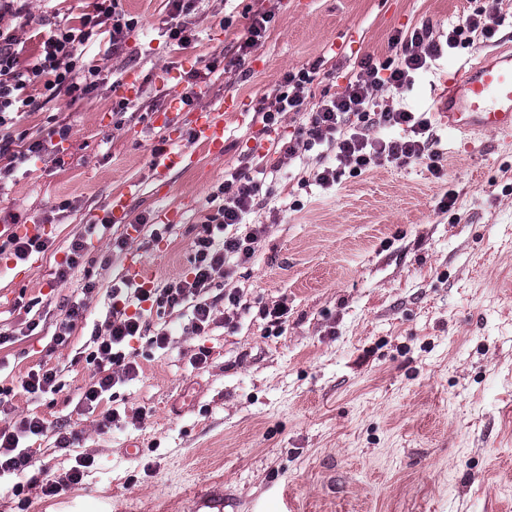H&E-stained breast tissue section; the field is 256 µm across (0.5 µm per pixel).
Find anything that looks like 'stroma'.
<instances>
[{
    "mask_svg": "<svg viewBox=\"0 0 512 512\" xmlns=\"http://www.w3.org/2000/svg\"><path fill=\"white\" fill-rule=\"evenodd\" d=\"M92 0H29L32 29L48 32ZM135 20L123 48L98 66L93 98L63 96L24 115L19 129L37 138L52 118L70 136L63 162L19 167L0 189V225L43 224L44 263L28 269L0 255V388L16 394L0 408V427L29 414L43 418L29 478L67 471L76 457L94 464L82 484L20 506L0 487V512H512V136L484 135L476 147L437 128L440 174L428 161L382 163L356 174L342 168L335 188L298 187L299 179L335 165L320 149L290 159L278 144L294 138L306 115H284L279 138L263 133L259 107L274 98L283 75L321 67L304 90L308 105L341 93L359 62H398L397 33L430 25L445 40L475 13L500 19L496 40L512 34V0H194L175 14L170 0H121ZM271 14L265 37L242 67L209 71L234 59L253 12ZM192 30L181 49L169 45L172 19ZM482 41H461L420 72L411 87H381L377 100L395 109L428 111L435 86L451 78ZM198 73L199 100L182 123L245 98V121H228L224 152L195 150L191 167L167 179L153 175L152 122L170 95ZM139 79L126 113H115L116 84ZM272 170L271 194L249 216L265 228L250 263L218 279L213 296L238 289L244 304L235 329L216 305L206 334L188 331L189 316L147 318L131 347L136 379L118 384L98 410L79 405L94 374L86 352L103 323L112 286L132 256L157 271L164 287L190 266L192 242L218 205L211 194L242 163ZM142 186L131 203L147 224L91 227L113 192ZM452 197L449 211L439 209ZM182 223H153L166 205ZM90 246L59 280L57 264L72 240ZM124 248H115L116 240ZM87 320L65 344L56 323L85 282ZM288 306L282 327L261 319L263 307ZM172 331L166 349L150 339ZM205 364L194 365L200 351ZM55 368L63 388L37 397L22 378ZM139 413L111 429L101 411ZM75 434L67 448L58 433Z\"/></svg>",
    "mask_w": 512,
    "mask_h": 512,
    "instance_id": "obj_1",
    "label": "stroma"
}]
</instances>
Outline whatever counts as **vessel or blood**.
Masks as SVG:
<instances>
[{
    "label": "vessel or blood",
    "instance_id": "b4317fda",
    "mask_svg": "<svg viewBox=\"0 0 512 512\" xmlns=\"http://www.w3.org/2000/svg\"><path fill=\"white\" fill-rule=\"evenodd\" d=\"M180 104L178 97H170L166 107L153 115L154 125L167 133L164 146L153 156V169L160 176L192 164L193 155L183 146L185 138L223 154L225 117L248 112L244 100L228 96L222 111L199 113L186 129L175 121ZM431 113L440 124L463 137L512 134V47L476 53L470 63L458 67L443 90L435 93ZM140 193V183L131 181L112 195L108 201L112 223L131 224V202ZM124 274L145 288L152 287L156 279L155 271L135 258L128 261Z\"/></svg>",
    "mask_w": 512,
    "mask_h": 512
}]
</instances>
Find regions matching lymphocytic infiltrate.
<instances>
[{
    "instance_id": "1",
    "label": "lymphocytic infiltrate",
    "mask_w": 512,
    "mask_h": 512,
    "mask_svg": "<svg viewBox=\"0 0 512 512\" xmlns=\"http://www.w3.org/2000/svg\"><path fill=\"white\" fill-rule=\"evenodd\" d=\"M133 25L120 0H94L92 11L82 14L78 24H58L41 38L36 52L25 60L20 57L21 39L15 30L0 27V180L41 157L52 148L54 140L64 141L69 136L70 128L65 124L51 127L47 135L33 140L28 139L26 132L15 131L19 114L37 108L35 91H42L49 101L62 95L74 100L91 97L97 89L99 70L84 64V57L102 36L108 39L105 56L114 55ZM392 46L400 56L396 66L385 71L372 59L362 60L345 90L323 97L313 112H307L308 121L297 137L282 146L283 155L291 158L299 150L317 146L335 152L336 166L313 173L314 182L321 188L335 186L343 166L362 173L384 160L408 163L437 159L428 114L380 107L372 93L384 83L396 88L411 85L417 71L427 68L443 46L432 39L426 25L414 28L409 36L394 37ZM313 77L310 70L285 74L273 101L260 109L264 127H273L285 113L305 112L303 89L312 83ZM397 128L409 131L410 139L388 137V130ZM263 185L255 167L245 165L225 175L216 191L222 204L215 215L207 217L194 239L189 269L161 289L113 287L105 329L94 332V348L86 357L96 369V379L83 391L82 404L92 410L98 408L105 393L116 383L138 375V365L128 346L143 332L146 306L168 311L190 307L193 332L201 334L209 329L214 321V304L208 293L216 279L223 277L232 264L250 262L261 242L263 225H251L241 234L234 233L233 228L243 224L254 210ZM46 431L45 421L36 416L0 427V480L9 485L15 496L28 495L35 488L46 496L58 494L80 484L92 464L91 459L79 457L64 474L42 485L26 480L25 475L34 464V450L25 441L43 436Z\"/></svg>"
}]
</instances>
